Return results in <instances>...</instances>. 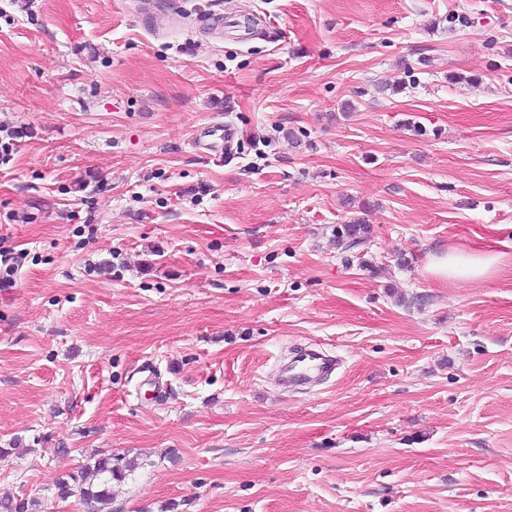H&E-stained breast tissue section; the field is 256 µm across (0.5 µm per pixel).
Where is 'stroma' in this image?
Returning a JSON list of instances; mask_svg holds the SVG:
<instances>
[{"mask_svg":"<svg viewBox=\"0 0 512 512\" xmlns=\"http://www.w3.org/2000/svg\"><path fill=\"white\" fill-rule=\"evenodd\" d=\"M1 262L0 498L512 512V0H0ZM313 342L338 369L283 390ZM235 129L228 124L218 122L201 129L198 144L213 152L231 153L233 150ZM369 232L370 226L365 219L353 218L336 228V239L339 244L350 247L365 242ZM499 258L487 253H471L462 258L456 250L435 255L429 271L440 278L454 280L460 277L476 282L491 280L498 272ZM135 469V463L130 461L124 465L118 462L112 464V458H101L93 465H85L81 474L87 487L81 488V494L88 501H106L112 499V481L120 482L126 477L127 472ZM82 479V481H83ZM96 486L98 490L93 491Z\"/></svg>","mask_w":512,"mask_h":512,"instance_id":"1","label":"stroma"}]
</instances>
